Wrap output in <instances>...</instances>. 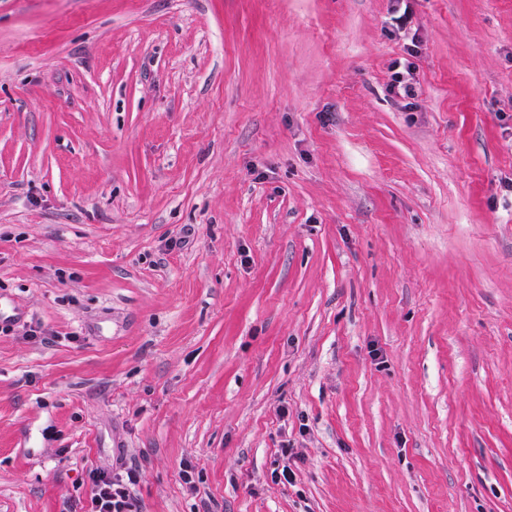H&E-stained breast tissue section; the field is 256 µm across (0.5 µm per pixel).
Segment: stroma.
<instances>
[{
    "label": "stroma",
    "mask_w": 512,
    "mask_h": 512,
    "mask_svg": "<svg viewBox=\"0 0 512 512\" xmlns=\"http://www.w3.org/2000/svg\"><path fill=\"white\" fill-rule=\"evenodd\" d=\"M391 8L0 0V512H512V0ZM412 65L413 64L410 63L407 59H404L403 63L401 62V60H395L392 65L393 69L398 70L393 73L392 87L394 90H395V88H397V90H398L397 93H399L400 95L403 94V96H406V97L413 96L414 92H415L414 84H413V82H411L412 68H413ZM400 68H402L404 71L399 70ZM91 480L95 491L91 497V512L138 511L137 504L127 489V484L133 481L130 471L125 474L112 471V476L105 472L92 471Z\"/></svg>",
    "instance_id": "1"
}]
</instances>
